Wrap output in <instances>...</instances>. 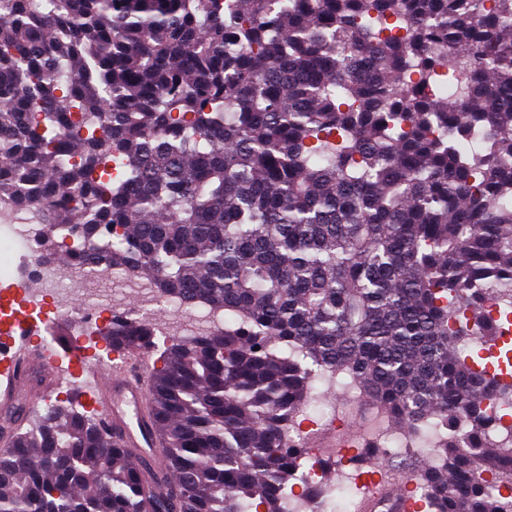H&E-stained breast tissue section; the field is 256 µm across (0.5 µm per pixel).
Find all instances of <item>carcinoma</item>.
I'll return each instance as SVG.
<instances>
[{
  "label": "carcinoma",
  "instance_id": "obj_1",
  "mask_svg": "<svg viewBox=\"0 0 512 512\" xmlns=\"http://www.w3.org/2000/svg\"><path fill=\"white\" fill-rule=\"evenodd\" d=\"M2 198L224 327L162 352L158 469L57 400L6 435L0 512H288L314 367L440 435L425 512H512V382L461 355L512 303V0H0Z\"/></svg>",
  "mask_w": 512,
  "mask_h": 512
}]
</instances>
